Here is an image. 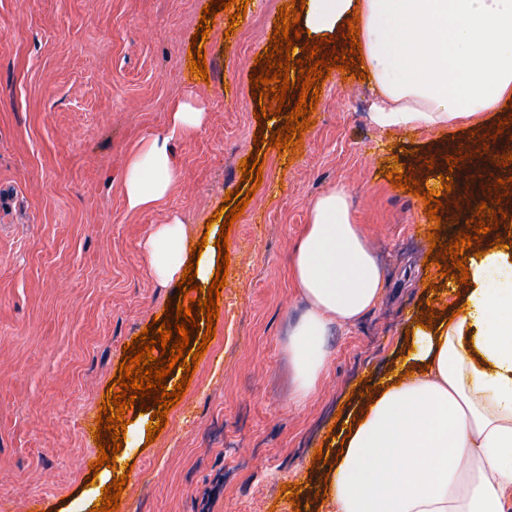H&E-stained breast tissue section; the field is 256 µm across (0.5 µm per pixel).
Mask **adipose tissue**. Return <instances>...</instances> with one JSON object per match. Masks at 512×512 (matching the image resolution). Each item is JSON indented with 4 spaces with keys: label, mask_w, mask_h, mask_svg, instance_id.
Instances as JSON below:
<instances>
[{
    "label": "adipose tissue",
    "mask_w": 512,
    "mask_h": 512,
    "mask_svg": "<svg viewBox=\"0 0 512 512\" xmlns=\"http://www.w3.org/2000/svg\"><path fill=\"white\" fill-rule=\"evenodd\" d=\"M353 17L377 126L447 129L512 99V0H307L303 28L317 39ZM202 121L201 110L179 105L165 134L132 151L130 209L168 196L171 143ZM144 251L153 277L172 281L187 258L184 224L155 227ZM467 267L459 315L412 326L410 350L347 420L323 512H512V252L490 248ZM292 270L307 303L288 338L302 401L326 368L332 326L354 323L386 288L345 189L312 204Z\"/></svg>",
    "instance_id": "adipose-tissue-1"
}]
</instances>
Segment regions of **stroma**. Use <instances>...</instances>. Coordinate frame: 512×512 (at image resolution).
Wrapping results in <instances>:
<instances>
[{
	"label": "stroma",
	"instance_id": "obj_1",
	"mask_svg": "<svg viewBox=\"0 0 512 512\" xmlns=\"http://www.w3.org/2000/svg\"><path fill=\"white\" fill-rule=\"evenodd\" d=\"M210 0H0V503L8 512H92L106 481L126 475L124 512H319L345 416L396 363L420 313L451 314L465 286L427 266L429 231L453 243L475 199L443 198L439 222L392 185L394 165L435 187L427 161L475 146L483 163L512 142V105L470 125L382 129L368 79L332 70L313 125L291 154L255 144L284 118H259L250 73L287 0H248L229 29L220 11L202 41L207 79L189 63ZM192 102L204 120L172 142L168 197L129 209L131 151ZM263 182L228 236L230 265L216 335L155 442L133 408L115 467L92 469V434L122 349L178 303L177 283L151 275L143 244L179 218L190 245L215 244L207 220L228 192ZM344 186L388 280L379 304L328 338L313 394L294 403L288 330L304 312L291 258L311 203ZM322 459H314V452ZM298 485L299 499L283 489Z\"/></svg>",
	"mask_w": 512,
	"mask_h": 512
}]
</instances>
